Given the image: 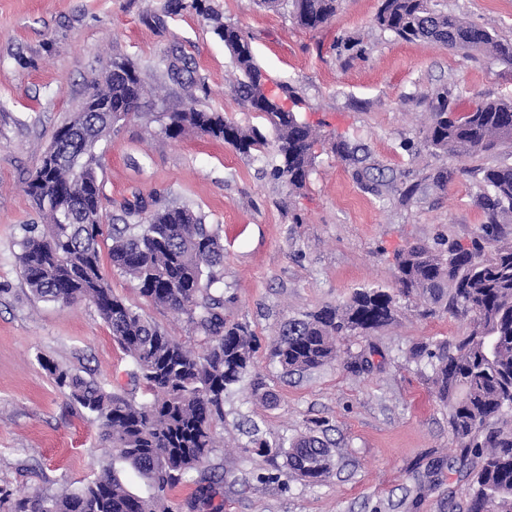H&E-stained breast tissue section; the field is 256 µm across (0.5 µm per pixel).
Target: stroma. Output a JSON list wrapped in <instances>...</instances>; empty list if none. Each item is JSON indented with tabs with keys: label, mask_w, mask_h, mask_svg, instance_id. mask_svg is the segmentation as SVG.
I'll use <instances>...</instances> for the list:
<instances>
[{
	"label": "stroma",
	"mask_w": 512,
	"mask_h": 512,
	"mask_svg": "<svg viewBox=\"0 0 512 512\" xmlns=\"http://www.w3.org/2000/svg\"><path fill=\"white\" fill-rule=\"evenodd\" d=\"M168 0H0V488L12 497L80 487L101 473L99 428L55 386L42 359L105 386L125 381L130 359L87 302L60 305L33 296L17 261L20 227L44 223L26 194L57 128L80 110L113 57L130 60L146 82L144 110L102 142L99 179L109 217L124 202L157 198L186 205L219 226L224 244L228 320L256 338L253 366L224 404V426L209 460L170 495L172 512H190L196 484L221 476L223 512H467L468 470L451 468L456 446L448 411L431 394L430 371L409 349L466 333L463 317L425 313L401 301L375 332L374 366L354 372L347 354L292 377L269 356L282 322L341 303L360 287L393 289L395 257L440 235L468 243L484 223L482 171L512 165V142L458 160L431 153L420 128L431 97L466 111L482 99H512V67L466 58L435 42H406L381 30V0H342L315 30L294 25L288 8L258 0H208L218 21L251 38L270 88H293L298 119L316 137L315 164L297 191L263 178L268 157L239 154L190 131H161L162 115L196 100L243 129L263 127L236 96L237 72L212 21ZM448 10L512 39V0H440ZM182 54L195 80L167 75ZM357 147L371 174L333 151ZM101 264L113 292L190 346L199 337L185 316L153 305L135 283ZM276 395L266 403L254 381ZM274 437L328 426L336 468L311 484L266 458L243 452L240 424ZM278 473L276 482L265 474Z\"/></svg>",
	"instance_id": "1"
}]
</instances>
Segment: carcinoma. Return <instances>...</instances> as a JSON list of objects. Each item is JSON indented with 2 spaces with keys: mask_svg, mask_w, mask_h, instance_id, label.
<instances>
[{
  "mask_svg": "<svg viewBox=\"0 0 512 512\" xmlns=\"http://www.w3.org/2000/svg\"><path fill=\"white\" fill-rule=\"evenodd\" d=\"M269 8L291 7L295 23L315 29L336 16L341 0H262ZM383 30L405 41H433L468 57L482 53L512 65V42L482 26L437 8L431 0H382L375 18ZM224 41L241 78L235 86L246 103L276 132L267 143L262 131L244 130L222 114L191 104L166 114L161 131L176 139L191 129L249 155L271 149L268 176L288 188L305 186L315 161L314 133L293 112L265 103L262 72L248 35L222 23ZM112 81L100 91L114 113L78 112L66 127L69 138L53 137L64 148L54 173L46 161L25 191L47 213L48 224H24L19 242L21 276L31 294L44 301L91 303L130 358L129 376L151 399L139 403L101 383L44 359L55 384L98 424L108 462L98 478L75 489L14 502L9 512H171L169 494L216 448L214 431L224 424V400L236 391L250 367L254 336L248 326L224 317V245L218 228L187 206L147 212L144 200L121 205L124 224L104 230L107 212L99 181L97 144L113 129L115 110L141 106L144 84L127 61L113 59ZM433 154L459 160L512 141V100H481L454 112L437 98L422 130ZM491 189L486 223L470 244L443 239L415 245L396 257L398 294L358 288L336 307L325 306L286 321L274 340L272 358L283 374L319 368L337 356L340 342L368 338L390 324L397 296L419 301L428 313L442 311L469 320L468 331L452 340L419 343L410 357L426 362L437 400L448 409V425L458 444L456 460L474 464L468 512H512V242L502 225L512 224V166L483 170ZM112 241V266L136 282L143 297L186 316L199 334L195 352L144 318L112 292L101 266V243ZM246 452L281 457L292 474L311 483L329 480L335 460L326 430L296 438H271L255 427ZM130 467L146 492H131L117 466ZM215 481L199 484L194 509L222 512L214 503Z\"/></svg>",
  "mask_w": 512,
  "mask_h": 512,
  "instance_id": "cac0c4a2",
  "label": "carcinoma"
}]
</instances>
